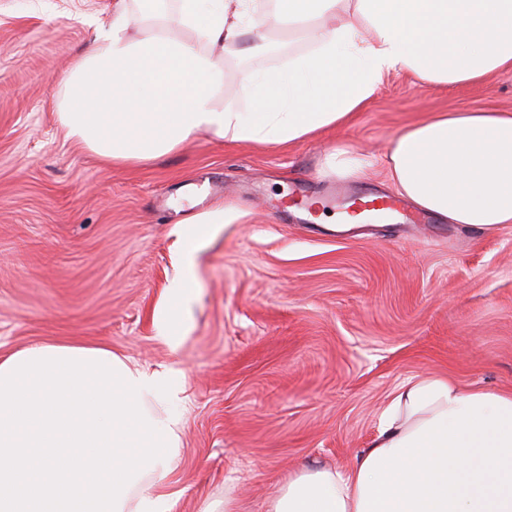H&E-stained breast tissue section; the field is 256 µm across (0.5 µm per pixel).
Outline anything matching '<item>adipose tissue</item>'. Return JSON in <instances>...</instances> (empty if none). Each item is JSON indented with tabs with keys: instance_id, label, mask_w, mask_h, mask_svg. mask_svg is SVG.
Segmentation results:
<instances>
[{
	"instance_id": "ef3b65f1",
	"label": "adipose tissue",
	"mask_w": 512,
	"mask_h": 512,
	"mask_svg": "<svg viewBox=\"0 0 512 512\" xmlns=\"http://www.w3.org/2000/svg\"><path fill=\"white\" fill-rule=\"evenodd\" d=\"M116 0L63 80L58 119L110 164L160 159L198 134L290 144L346 125L384 79L464 86L512 74V0ZM288 21L309 48L224 98L225 48ZM396 192L451 224H512V113L441 112L385 154ZM266 512H512V393L414 376L343 470L289 474Z\"/></svg>"
}]
</instances>
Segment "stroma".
Here are the masks:
<instances>
[{
	"label": "stroma",
	"mask_w": 512,
	"mask_h": 512,
	"mask_svg": "<svg viewBox=\"0 0 512 512\" xmlns=\"http://www.w3.org/2000/svg\"><path fill=\"white\" fill-rule=\"evenodd\" d=\"M113 0H0V356L41 343L103 346L184 385L181 446L154 491L173 512H265L288 474L343 469L369 448L389 394L436 374L512 391V224L372 220L333 233L283 210L295 183L392 194L391 140L435 112L512 111V75L437 87L387 78L346 125L282 146L200 135L164 158L114 166L58 120L62 80L92 45L88 16ZM306 45L272 27L224 55V93L250 110L249 76ZM365 177L326 175L334 148ZM194 255L192 298L171 289L193 223L216 207ZM175 313L178 347L156 317Z\"/></svg>",
	"instance_id": "35a3bbf8"
}]
</instances>
